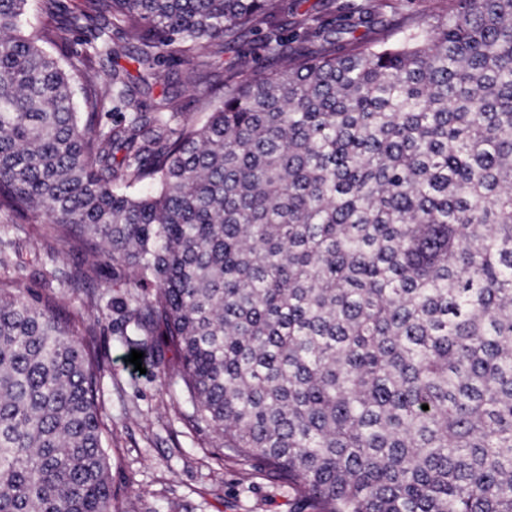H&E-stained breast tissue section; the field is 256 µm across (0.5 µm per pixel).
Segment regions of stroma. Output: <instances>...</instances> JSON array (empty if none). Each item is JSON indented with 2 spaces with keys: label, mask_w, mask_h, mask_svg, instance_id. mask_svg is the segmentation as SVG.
<instances>
[{
  "label": "stroma",
  "mask_w": 512,
  "mask_h": 512,
  "mask_svg": "<svg viewBox=\"0 0 512 512\" xmlns=\"http://www.w3.org/2000/svg\"><path fill=\"white\" fill-rule=\"evenodd\" d=\"M232 65L266 71L276 61L251 34L242 52H225L212 66L198 69L188 62L174 74L161 69L153 94L169 95L178 111L203 119V98ZM10 237L19 250L38 246L40 259L22 272L0 263V281H18L23 296L33 301L53 297L61 321L94 329L103 362L98 404L110 429L105 447L113 512H124L130 503L137 512H289L292 491L264 463L251 457L216 458L220 440L213 428L191 420L176 388L170 352L148 348L141 367L129 363L131 349L112 307L123 291L113 285L111 264H101L84 287L55 288L51 273L83 266V246L45 238L40 224L25 225Z\"/></svg>",
  "instance_id": "1"
}]
</instances>
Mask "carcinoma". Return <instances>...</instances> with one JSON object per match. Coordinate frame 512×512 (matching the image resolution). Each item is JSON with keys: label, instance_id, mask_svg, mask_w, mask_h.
Here are the masks:
<instances>
[{"label": "carcinoma", "instance_id": "cac0c4a2", "mask_svg": "<svg viewBox=\"0 0 512 512\" xmlns=\"http://www.w3.org/2000/svg\"><path fill=\"white\" fill-rule=\"evenodd\" d=\"M29 2L0 0V211L97 243L58 285L130 271L125 326L290 512H512V0H41L26 29ZM252 33L282 66L204 121L151 96ZM100 372L0 286V512H111Z\"/></svg>", "mask_w": 512, "mask_h": 512}]
</instances>
